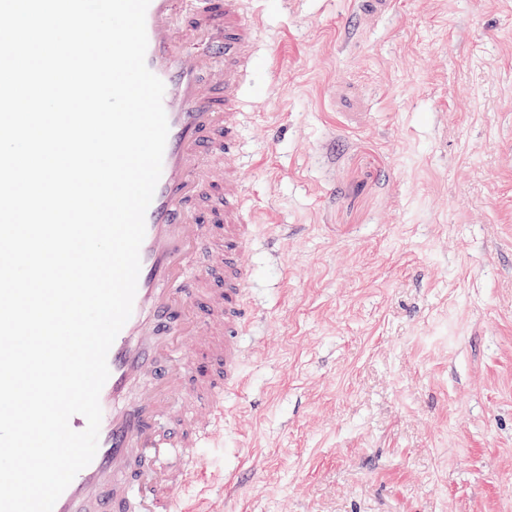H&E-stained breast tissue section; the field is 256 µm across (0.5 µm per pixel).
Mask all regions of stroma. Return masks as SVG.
<instances>
[{"label":"stroma","mask_w":512,"mask_h":512,"mask_svg":"<svg viewBox=\"0 0 512 512\" xmlns=\"http://www.w3.org/2000/svg\"><path fill=\"white\" fill-rule=\"evenodd\" d=\"M247 7L278 47L242 92L266 321L180 497L512 512V0Z\"/></svg>","instance_id":"1"}]
</instances>
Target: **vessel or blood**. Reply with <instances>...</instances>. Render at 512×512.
<instances>
[{"label": "vessel or blood", "instance_id": "1", "mask_svg": "<svg viewBox=\"0 0 512 512\" xmlns=\"http://www.w3.org/2000/svg\"><path fill=\"white\" fill-rule=\"evenodd\" d=\"M261 27L244 0H150L145 61L165 85L169 126L162 173L133 312L107 355L98 449L53 512H181L177 492L204 473L201 450L242 388L256 210L240 90ZM203 255L208 266L191 273Z\"/></svg>", "mask_w": 512, "mask_h": 512}]
</instances>
